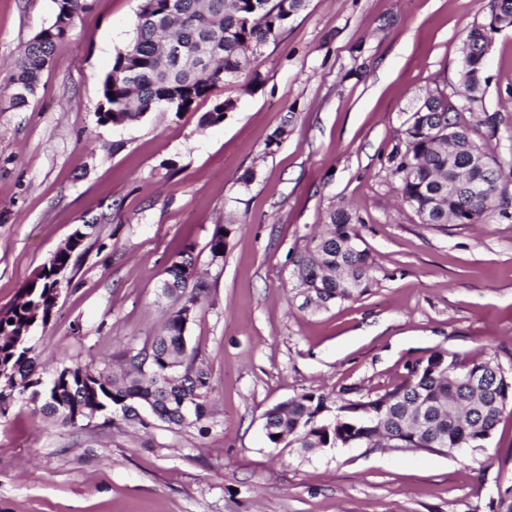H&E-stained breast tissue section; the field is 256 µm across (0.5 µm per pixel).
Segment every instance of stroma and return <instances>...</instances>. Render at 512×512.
Segmentation results:
<instances>
[{
	"mask_svg": "<svg viewBox=\"0 0 512 512\" xmlns=\"http://www.w3.org/2000/svg\"><path fill=\"white\" fill-rule=\"evenodd\" d=\"M89 4L27 106L0 112V309L93 225L29 344L46 381L65 366L117 368L159 330L165 270L192 247L204 293L185 336L210 375L208 414L133 426L112 410L60 426L13 396L0 408V512H489L512 487V403L485 447L463 451L273 446L264 415L312 393L335 420L436 351L512 375V219L423 223L389 162L417 100L458 89L462 33L489 25L490 0H308L257 77L122 126L99 123L101 84L141 0ZM54 19V0H0V92ZM487 74L459 119L511 170L512 28L493 33ZM217 100L223 121L202 125ZM340 206L375 271L362 294L317 305L292 261ZM227 223L236 231L213 258Z\"/></svg>",
	"mask_w": 512,
	"mask_h": 512,
	"instance_id": "obj_1",
	"label": "stroma"
}]
</instances>
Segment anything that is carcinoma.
Wrapping results in <instances>:
<instances>
[{"label":"carcinoma","mask_w":512,"mask_h":512,"mask_svg":"<svg viewBox=\"0 0 512 512\" xmlns=\"http://www.w3.org/2000/svg\"><path fill=\"white\" fill-rule=\"evenodd\" d=\"M180 13L169 12V0H144L137 14L135 35L116 53L102 82L98 121L123 125L151 112H187L220 83L252 69L256 56L290 23L308 0H177ZM55 22L42 29L16 60L10 78L13 93L6 108L28 103L42 71L66 38L74 18L89 8L88 0H55ZM512 25V0H491L490 28L475 26L461 37L468 53L458 60L459 85L468 103L483 95L486 53L496 25ZM176 39L185 56L209 41L216 51L208 63L177 64L166 58L163 43ZM425 109L413 113L403 131L404 150L390 156L402 200L425 224H480L494 217L509 219L512 201L501 187L503 171L485 146L476 143L459 121L457 102L430 94ZM235 227L213 235L212 256L224 255ZM355 220L343 208L328 214L325 232L311 240L295 260L299 287L321 301L345 300L368 288L373 260L358 243ZM71 254L57 251L44 269L30 279L19 301L0 318V364H10L19 392L43 415L62 426L74 425L101 409L125 410L145 405L167 423L181 426L182 401L194 403L195 421L205 418L209 390L207 371L187 354L183 305L198 306L202 289L196 283L195 258L188 249L177 252L167 268L162 294L173 310L161 329L126 361V368L94 364L64 367L50 385L35 377L34 358L15 346L17 334L34 326L33 310L53 288L52 271L68 269ZM411 380L363 403L343 407L347 414L328 422L321 417L323 400L302 395L265 415V433L277 446L292 437L302 448H334L356 443L390 448H482L492 438L507 404L512 401V378L493 359L461 362L443 351L410 370Z\"/></svg>","instance_id":"carcinoma-1"}]
</instances>
